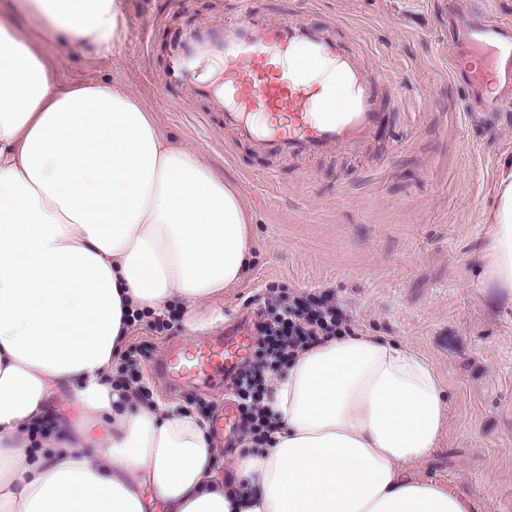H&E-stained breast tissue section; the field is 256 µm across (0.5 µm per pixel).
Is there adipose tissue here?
Segmentation results:
<instances>
[{
  "label": "adipose tissue",
  "mask_w": 512,
  "mask_h": 512,
  "mask_svg": "<svg viewBox=\"0 0 512 512\" xmlns=\"http://www.w3.org/2000/svg\"><path fill=\"white\" fill-rule=\"evenodd\" d=\"M45 36L82 50L121 36L125 0H19ZM476 267L512 304V162ZM234 187L157 128L138 97L59 88L35 43L0 22V512H469L408 466L445 425L425 358L383 336L296 352L268 404L270 448L239 456L249 492L224 490L207 423L132 407L112 378L135 312L191 311L248 269ZM70 395L71 415L28 430Z\"/></svg>",
  "instance_id": "adipose-tissue-1"
}]
</instances>
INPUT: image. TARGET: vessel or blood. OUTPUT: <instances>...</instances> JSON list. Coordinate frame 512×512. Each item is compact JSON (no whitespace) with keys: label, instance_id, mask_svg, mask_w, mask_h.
Here are the masks:
<instances>
[{"label":"vessel or blood","instance_id":"obj_1","mask_svg":"<svg viewBox=\"0 0 512 512\" xmlns=\"http://www.w3.org/2000/svg\"><path fill=\"white\" fill-rule=\"evenodd\" d=\"M469 9L471 45L449 56L448 69L465 86L468 111H512V23L487 20L485 0H471ZM211 57L224 62L216 84L199 78L202 62ZM326 64L335 68L336 80L324 88L310 77ZM166 78L194 85L237 141L293 156L365 141L381 120L373 87L389 80L382 68L366 74L356 54L328 29L302 19L276 23L258 17L251 0H238L236 16L224 26L200 23L184 32ZM488 84L497 87L495 97L484 94ZM252 345L251 334L240 326L170 348L154 370L175 387L221 385Z\"/></svg>","mask_w":512,"mask_h":512}]
</instances>
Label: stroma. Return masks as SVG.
Returning <instances> with one entry per match:
<instances>
[{
	"instance_id": "1",
	"label": "stroma",
	"mask_w": 512,
	"mask_h": 512,
	"mask_svg": "<svg viewBox=\"0 0 512 512\" xmlns=\"http://www.w3.org/2000/svg\"><path fill=\"white\" fill-rule=\"evenodd\" d=\"M120 40L89 55L43 38L37 18L20 29L55 65L61 84L123 85L160 130L198 153L237 190L250 219L252 261L243 280L180 315L168 330L131 327L140 373L155 401L213 407L221 390L169 392L151 372L177 341L218 334L252 317V298L276 283L325 294L358 332L414 349L446 395L437 446L411 475L467 498L471 512H512V306L480 288L475 268L502 164L512 161V115L473 121L448 71L446 0H252L274 21L328 26L365 68L390 83L385 118L354 148L292 158L262 152L224 132L209 100L167 84L171 43L191 25L233 17L236 0H126Z\"/></svg>"
}]
</instances>
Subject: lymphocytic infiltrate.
I'll list each match as a JSON object with an SVG mask.
<instances>
[{"label": "lymphocytic infiltrate", "instance_id": "f902f5d3", "mask_svg": "<svg viewBox=\"0 0 512 512\" xmlns=\"http://www.w3.org/2000/svg\"><path fill=\"white\" fill-rule=\"evenodd\" d=\"M257 304L254 354L230 385L239 410L238 441L251 448L267 446L276 431L267 406L272 377L287 367L297 350L352 331L343 311L327 298L290 296L271 285Z\"/></svg>", "mask_w": 512, "mask_h": 512}]
</instances>
